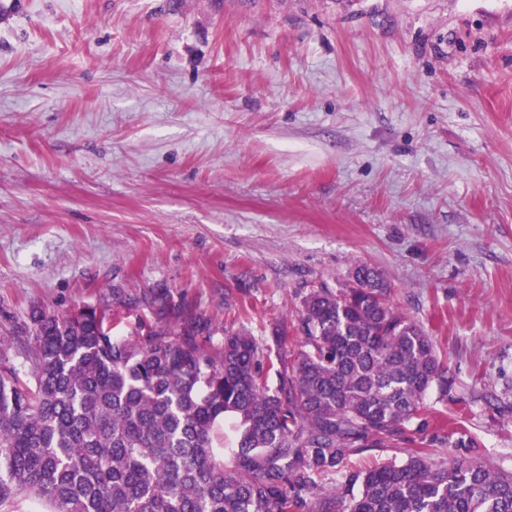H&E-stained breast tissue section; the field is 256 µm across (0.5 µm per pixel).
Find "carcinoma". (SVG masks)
Instances as JSON below:
<instances>
[{"mask_svg": "<svg viewBox=\"0 0 512 512\" xmlns=\"http://www.w3.org/2000/svg\"><path fill=\"white\" fill-rule=\"evenodd\" d=\"M372 268L302 300L301 350L270 361L247 329L153 293L158 321L113 336L130 297L66 314L32 310L0 336V512H512V473L436 456L359 472V448L426 425L448 395L427 331ZM276 386H268L269 373Z\"/></svg>", "mask_w": 512, "mask_h": 512, "instance_id": "1", "label": "carcinoma"}]
</instances>
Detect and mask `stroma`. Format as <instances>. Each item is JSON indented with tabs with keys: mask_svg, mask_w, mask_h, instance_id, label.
Listing matches in <instances>:
<instances>
[{
	"mask_svg": "<svg viewBox=\"0 0 512 512\" xmlns=\"http://www.w3.org/2000/svg\"><path fill=\"white\" fill-rule=\"evenodd\" d=\"M360 262L447 367L441 456L512 472V0H0V330L120 288L130 338L164 288L295 353Z\"/></svg>",
	"mask_w": 512,
	"mask_h": 512,
	"instance_id": "35a3bbf8",
	"label": "stroma"
}]
</instances>
